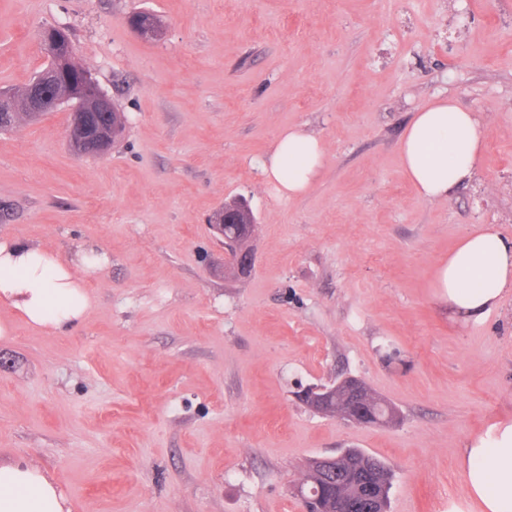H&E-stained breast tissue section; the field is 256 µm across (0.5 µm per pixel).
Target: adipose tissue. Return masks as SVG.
<instances>
[{
  "label": "adipose tissue",
  "instance_id": "obj_1",
  "mask_svg": "<svg viewBox=\"0 0 512 512\" xmlns=\"http://www.w3.org/2000/svg\"><path fill=\"white\" fill-rule=\"evenodd\" d=\"M485 131L474 114L445 97L415 112L399 145L403 171L418 196L448 200L475 174ZM325 146L300 127L280 133L261 163L262 174L280 199L305 194L323 168ZM109 259L103 254L72 262L26 241L0 238V302L29 324L62 333L90 309L84 282ZM437 297L463 319L497 308L512 290V243L494 227L464 236L438 270ZM461 470L476 512H512V420L492 423L470 438ZM0 512H70L54 478L15 460L0 463Z\"/></svg>",
  "mask_w": 512,
  "mask_h": 512
}]
</instances>
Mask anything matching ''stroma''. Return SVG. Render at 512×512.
Listing matches in <instances>:
<instances>
[{
	"instance_id": "35a3bbf8",
	"label": "stroma",
	"mask_w": 512,
	"mask_h": 512,
	"mask_svg": "<svg viewBox=\"0 0 512 512\" xmlns=\"http://www.w3.org/2000/svg\"><path fill=\"white\" fill-rule=\"evenodd\" d=\"M143 10L161 39L126 25ZM48 27L126 130L76 155L62 105L0 132V235L109 257L68 333L0 303V460L52 476L72 512H297L310 459L359 448L392 470L389 512H473L461 447L512 419V291L463 323L434 283L463 235L512 240V0H0V89L43 69ZM439 97L486 136L473 179L429 202L399 142ZM293 126L325 161L282 201L259 165ZM237 197L246 278L209 226ZM345 376L399 422L298 397Z\"/></svg>"
}]
</instances>
